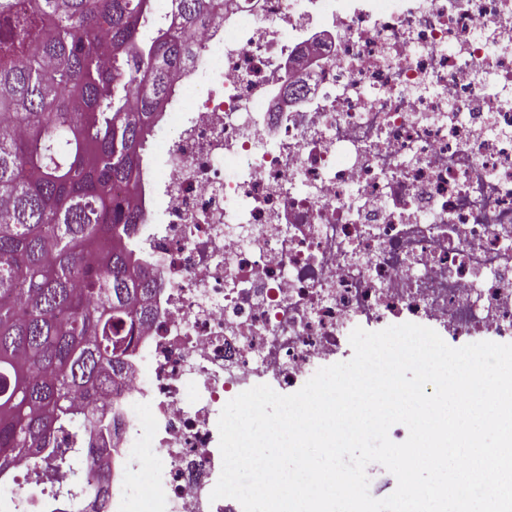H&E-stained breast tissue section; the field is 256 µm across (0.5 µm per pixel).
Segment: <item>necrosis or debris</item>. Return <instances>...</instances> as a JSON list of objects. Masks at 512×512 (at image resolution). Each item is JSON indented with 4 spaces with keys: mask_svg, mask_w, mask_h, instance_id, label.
<instances>
[{
    "mask_svg": "<svg viewBox=\"0 0 512 512\" xmlns=\"http://www.w3.org/2000/svg\"><path fill=\"white\" fill-rule=\"evenodd\" d=\"M202 44L104 497L32 512H240L210 498L225 392L296 391L357 327L512 337V0H236Z\"/></svg>",
    "mask_w": 512,
    "mask_h": 512,
    "instance_id": "obj_1",
    "label": "necrosis or debris"
}]
</instances>
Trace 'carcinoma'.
<instances>
[{"label": "carcinoma", "mask_w": 512, "mask_h": 512, "mask_svg": "<svg viewBox=\"0 0 512 512\" xmlns=\"http://www.w3.org/2000/svg\"><path fill=\"white\" fill-rule=\"evenodd\" d=\"M169 2L0 0V485L21 457L58 493L93 469L84 408L156 289L126 197L173 74L233 0Z\"/></svg>", "instance_id": "cac0c4a2"}]
</instances>
